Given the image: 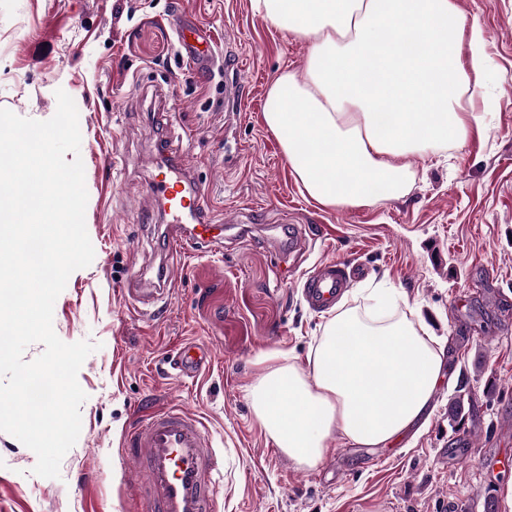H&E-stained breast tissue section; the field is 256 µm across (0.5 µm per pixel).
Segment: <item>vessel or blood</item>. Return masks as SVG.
I'll return each instance as SVG.
<instances>
[{"mask_svg": "<svg viewBox=\"0 0 512 512\" xmlns=\"http://www.w3.org/2000/svg\"><path fill=\"white\" fill-rule=\"evenodd\" d=\"M180 43L191 62L207 58L201 33L179 30ZM190 169L173 147L172 137L155 146L154 161L145 185L146 195L159 207L167 231V258L134 289V300L144 305L166 303L179 269L170 255H188L224 245V227L214 223L206 192L190 185ZM351 272L341 262H328L309 274L303 292L311 307L322 310L336 304L351 284ZM125 456L144 476L152 501L151 512H215L224 459L202 420L178 404L142 411L124 437Z\"/></svg>", "mask_w": 512, "mask_h": 512, "instance_id": "b4317fda", "label": "vessel or blood"}]
</instances>
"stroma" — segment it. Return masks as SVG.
<instances>
[{"label": "stroma", "instance_id": "35a3bbf8", "mask_svg": "<svg viewBox=\"0 0 512 512\" xmlns=\"http://www.w3.org/2000/svg\"><path fill=\"white\" fill-rule=\"evenodd\" d=\"M456 3L481 27L491 64L477 92L491 103L485 128L413 155L406 197L334 209L307 197L263 119L269 86L303 68L310 47L251 0H0V108L45 121L61 89L78 110L80 151L65 159L83 161L95 256L70 275L53 328L98 345L78 373L82 429L59 478L35 475V453L0 431V512H150L121 446L137 410L166 401L197 414L226 460L219 512H382L385 502L485 512L490 495L512 512V0ZM180 21L210 30L206 72H189ZM228 84L242 98L229 119ZM166 122L225 226L224 250L182 258L169 306L146 314L123 290L163 256L162 218L144 190ZM300 224L311 236L304 253L275 247ZM343 259L366 269L343 303L396 291L400 311L444 346L445 368L421 428L384 448L334 436L305 470L274 448L248 390L262 354L307 366L330 313L307 305L301 279ZM190 343L213 353L192 382L169 362ZM467 432L484 455L451 458Z\"/></svg>", "mask_w": 512, "mask_h": 512}]
</instances>
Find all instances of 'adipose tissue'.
Segmentation results:
<instances>
[{
    "label": "adipose tissue",
    "mask_w": 512,
    "mask_h": 512,
    "mask_svg": "<svg viewBox=\"0 0 512 512\" xmlns=\"http://www.w3.org/2000/svg\"><path fill=\"white\" fill-rule=\"evenodd\" d=\"M311 44L303 73L283 70L264 120L306 194L323 207L401 199L409 154L462 143L484 127L475 92L488 79L479 26L455 0H252ZM263 355L254 416L288 458L316 467L327 441L383 448L425 414L444 349L391 300L337 307L308 358Z\"/></svg>",
    "instance_id": "ef3b65f1"
}]
</instances>
